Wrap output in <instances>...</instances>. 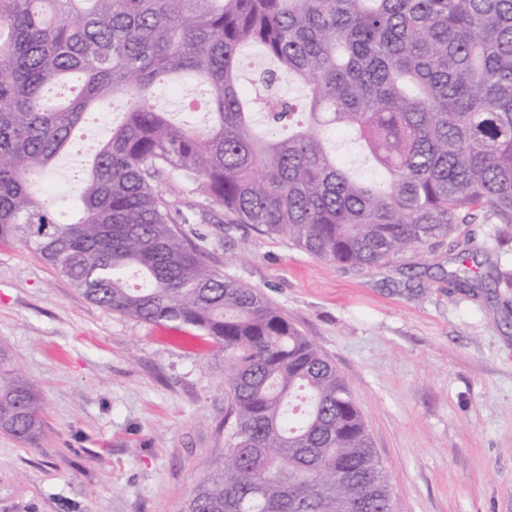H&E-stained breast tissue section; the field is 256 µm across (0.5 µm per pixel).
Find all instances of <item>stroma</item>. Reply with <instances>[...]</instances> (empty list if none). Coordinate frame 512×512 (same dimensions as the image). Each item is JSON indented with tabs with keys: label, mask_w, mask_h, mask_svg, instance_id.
Wrapping results in <instances>:
<instances>
[{
	"label": "stroma",
	"mask_w": 512,
	"mask_h": 512,
	"mask_svg": "<svg viewBox=\"0 0 512 512\" xmlns=\"http://www.w3.org/2000/svg\"><path fill=\"white\" fill-rule=\"evenodd\" d=\"M160 92L176 119L206 121V89ZM157 190L190 212L184 237L218 274L259 288L349 385L391 483V512H512V288L448 283L457 247L368 271L331 265L223 211L202 220L196 184ZM479 273H512V242ZM0 345L42 405L29 445L0 431V512H184L225 448L224 349L189 326L89 301L21 239L0 242Z\"/></svg>",
	"instance_id": "obj_1"
}]
</instances>
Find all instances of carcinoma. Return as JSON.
Here are the masks:
<instances>
[{"instance_id": "1", "label": "carcinoma", "mask_w": 512, "mask_h": 512, "mask_svg": "<svg viewBox=\"0 0 512 512\" xmlns=\"http://www.w3.org/2000/svg\"><path fill=\"white\" fill-rule=\"evenodd\" d=\"M262 46L278 68L239 82ZM191 73L208 121L154 90ZM300 84L306 108L273 95ZM124 102L68 202L35 196L88 114ZM370 162L355 176L336 135ZM193 181L227 224L370 270L482 218L512 239V0H0V241L17 236L91 302L196 327L224 345L228 448L185 512H391L349 386L257 288L188 243L153 182ZM141 283L128 286L129 272ZM460 265L448 283L477 286ZM39 396L0 357V429L40 432ZM180 83L184 90V97L173 99L166 90H163L159 93L156 104L167 112H173L174 118L177 120L186 119L195 124L203 123L207 120V115L205 114L206 88L199 80L187 75L181 77ZM187 100L201 102L204 107L196 109L192 113H185L190 112L184 107V102Z\"/></svg>"}]
</instances>
